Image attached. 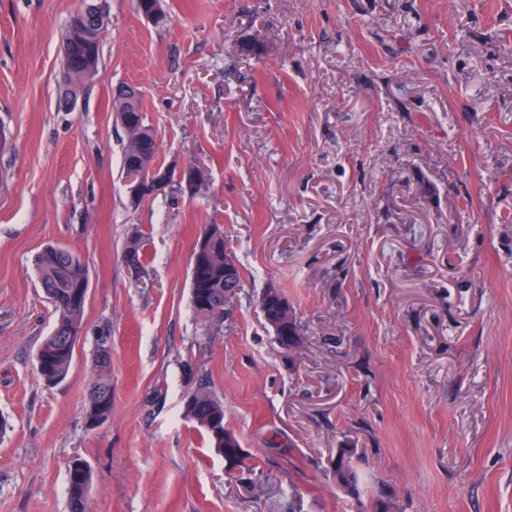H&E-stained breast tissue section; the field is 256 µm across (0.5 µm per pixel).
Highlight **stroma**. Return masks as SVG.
I'll return each mask as SVG.
<instances>
[{
    "mask_svg": "<svg viewBox=\"0 0 512 512\" xmlns=\"http://www.w3.org/2000/svg\"><path fill=\"white\" fill-rule=\"evenodd\" d=\"M81 0H0V512H512V0H107L97 69L60 107ZM258 37L262 53L238 55ZM134 85L172 171L201 188L131 204L112 100ZM244 272L230 331L190 303L203 225ZM147 242L141 270L124 260ZM85 264L67 379L37 351L56 315L45 246ZM308 330L283 350L257 295ZM112 417L86 426L101 334ZM224 402L249 456L226 472L184 415ZM356 451L361 496L339 490ZM355 454V449L340 448L336 452V457L330 461V468L336 486L352 497L359 494L357 474L352 465ZM80 465H83L81 467ZM92 485V473L88 465L79 459L69 465V500L71 512H84L85 502Z\"/></svg>",
    "mask_w": 512,
    "mask_h": 512,
    "instance_id": "35a3bbf8",
    "label": "stroma"
}]
</instances>
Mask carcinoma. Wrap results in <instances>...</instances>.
Masks as SVG:
<instances>
[{"mask_svg":"<svg viewBox=\"0 0 512 512\" xmlns=\"http://www.w3.org/2000/svg\"><path fill=\"white\" fill-rule=\"evenodd\" d=\"M63 44L71 54L65 64L71 68L73 83L69 92L82 95L89 72L96 70L101 53L100 31L77 30L68 25ZM117 118L125 119L122 128L126 142L122 148V172L131 166L152 167L158 163L159 146L154 133L145 123L141 97L120 90L114 98ZM144 241L131 236L125 246L128 265L139 268ZM38 280L54 306L56 322L51 334L44 338L37 356L43 358L38 373L48 385L65 380L70 372L76 345L82 331L85 305L71 304L72 294L80 284H89L88 271L79 256L67 247L50 245L34 258ZM245 276L240 269L230 241L224 235V225L207 224L201 232L191 268V305L196 317L211 334L224 332V322L233 316L234 308L245 288ZM258 306L265 324L276 343L288 351L297 347L304 336V326L298 321L293 307L283 291L269 282L258 294ZM112 344L110 337L98 339L95 360L97 377L88 392L86 423L95 429L112 418ZM185 416L207 434L215 451L224 457L227 471L241 467L247 459L237 436L224 427V402L205 387L196 389L184 404ZM354 448H340L331 459L330 468L336 486L347 495L359 494L358 479L352 465ZM92 485V473L84 461L69 465V500L71 512H85V502Z\"/></svg>","mask_w":512,"mask_h":512,"instance_id":"cac0c4a2","label":"carcinoma"}]
</instances>
